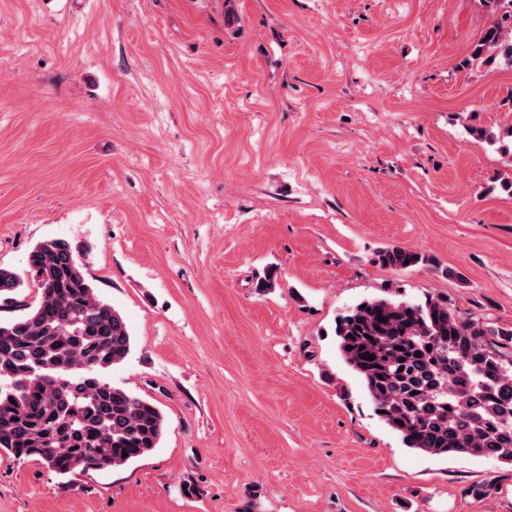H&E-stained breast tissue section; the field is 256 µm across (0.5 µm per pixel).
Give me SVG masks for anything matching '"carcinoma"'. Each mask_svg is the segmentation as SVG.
I'll return each mask as SVG.
<instances>
[{"instance_id": "1", "label": "carcinoma", "mask_w": 512, "mask_h": 512, "mask_svg": "<svg viewBox=\"0 0 512 512\" xmlns=\"http://www.w3.org/2000/svg\"><path fill=\"white\" fill-rule=\"evenodd\" d=\"M480 3L493 22L466 64L512 67V38L504 34L512 0ZM378 261L408 269L432 259L391 247L378 252ZM29 264L39 300L0 323V453L37 457L63 477L150 453L163 436L164 414L107 380V371L129 355L132 336L120 311L96 296L81 249L45 240ZM20 287L14 273L0 268V297L10 300ZM362 304L338 320L336 336L379 417L410 448L512 465V327L463 317L438 295Z\"/></svg>"}]
</instances>
